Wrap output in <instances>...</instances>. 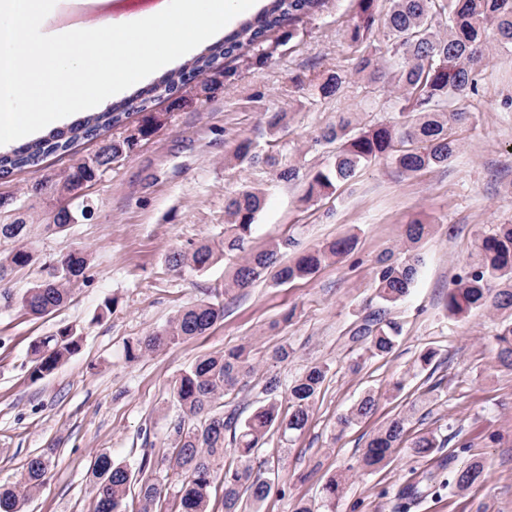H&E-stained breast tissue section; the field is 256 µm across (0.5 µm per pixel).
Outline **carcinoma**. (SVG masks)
I'll return each instance as SVG.
<instances>
[{
  "label": "carcinoma",
  "mask_w": 512,
  "mask_h": 512,
  "mask_svg": "<svg viewBox=\"0 0 512 512\" xmlns=\"http://www.w3.org/2000/svg\"><path fill=\"white\" fill-rule=\"evenodd\" d=\"M323 2L268 0L254 18L224 40L208 46L193 60L165 73L122 103L83 117L66 132L50 133L1 154L0 176L35 168L50 155L69 152L81 139H98L124 125L134 113L142 115L134 129L136 141L152 136L167 121V113L148 114L146 103L161 97L184 103L199 99L200 90L192 80L219 66L231 73L225 67L227 60L266 62L279 45L277 33L283 25L313 15ZM378 2L357 0L347 38L365 47L357 57L355 73L371 83L383 82L397 93L398 117L367 128L360 127L354 113L340 117L315 138V144L321 147L334 146L327 165L305 174L273 155L266 156L265 163L278 168L280 180L303 182L302 200L307 203L337 191L361 168L379 159L389 161L406 176L447 165L457 149L452 125L466 117V108L460 102L478 92L479 76L491 46L512 47V0H390L379 36L375 29ZM345 82L346 75L331 73L320 84L319 92L324 97L332 96ZM107 143L112 159L98 156L76 163L60 177L46 181L49 192L61 195L77 184L98 180L109 162L124 159L135 146V141L121 135ZM233 158L241 164L258 161L253 142L241 139ZM264 196L262 189L251 187L230 197L224 207V239L171 252L167 257L169 267L203 272L232 257L235 262L224 271L227 293L250 287L271 268L276 269L275 279L280 284L306 279L327 263L354 252L352 234L307 250L297 249L296 241L288 236L272 240L259 250L250 248ZM82 218L84 213L61 207L48 224L62 233ZM429 229L430 225L420 220L411 221L398 251L391 250L378 260L367 311L349 330L350 341L371 358L387 356L399 342L402 328L392 317V309L407 299L416 284L420 259L415 248ZM26 236L27 225L22 221L0 224V240L15 243L10 250L0 252V283L9 280L18 268L35 263ZM287 254L291 258L283 265L281 259ZM90 267L87 250H70L54 261L57 273L34 281L16 299L9 293L3 294V299L42 318L70 301ZM488 306L509 314L499 322L494 339L498 362L512 370V224H499L492 232L479 235L468 261L448 288L446 310L450 317L463 318ZM223 317L222 303L201 299L179 310L164 326L129 343L126 360L135 362L148 353L200 336ZM82 342V334L70 325L36 338L29 346L30 377L41 380L54 374L80 352ZM328 372V365H314L286 387L276 375L265 378L267 399L242 420L233 411L224 413L222 400L256 374L249 351L241 346L203 356L182 370L171 384L170 395L181 416L170 430L171 452L165 468H159V462L148 453L133 468L109 451L97 452L88 471L94 512H128L126 500L134 487L139 512H255L275 488V482L255 470L257 449L273 430L288 445L301 435ZM282 391L286 394L283 401L277 399ZM376 404L375 396L367 394L340 417L339 425L345 428L366 418ZM228 445L233 447L235 462L227 466L224 451ZM401 446L415 458H427L444 447V441L431 432L410 438L406 419L395 418L368 441L362 468L383 467L392 451ZM53 466L51 448L31 456L18 482L0 486V512H21L46 483ZM486 478L483 463L474 459L450 471L442 484L437 474L429 472L424 476V488L409 484L403 493L422 499L440 484L452 494L480 485ZM344 481L342 475L331 477L322 488L321 504L302 503L295 512H333ZM217 482L224 489L219 509L211 500V489Z\"/></svg>",
  "instance_id": "cac0c4a2"
}]
</instances>
